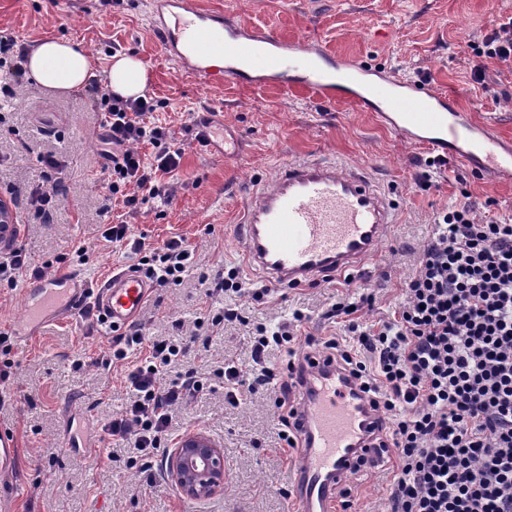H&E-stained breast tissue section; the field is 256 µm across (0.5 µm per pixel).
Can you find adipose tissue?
<instances>
[{
	"label": "adipose tissue",
	"mask_w": 512,
	"mask_h": 512,
	"mask_svg": "<svg viewBox=\"0 0 512 512\" xmlns=\"http://www.w3.org/2000/svg\"><path fill=\"white\" fill-rule=\"evenodd\" d=\"M27 74L47 91L71 94L83 91L95 78L91 54L79 43L47 37L38 41L27 55ZM148 83V69L137 56L117 53L105 70L109 93L123 98L142 96Z\"/></svg>",
	"instance_id": "1"
}]
</instances>
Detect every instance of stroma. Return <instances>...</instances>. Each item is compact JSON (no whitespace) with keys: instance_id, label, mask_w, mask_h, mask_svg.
I'll list each match as a JSON object with an SVG mask.
<instances>
[{"instance_id":"1","label":"stroma","mask_w":512,"mask_h":512,"mask_svg":"<svg viewBox=\"0 0 512 512\" xmlns=\"http://www.w3.org/2000/svg\"><path fill=\"white\" fill-rule=\"evenodd\" d=\"M201 9L224 11L249 28H270L288 39L318 47L331 57H351L369 68L406 80H428L455 106L512 139V68L481 61L471 43L512 18V0H197ZM25 45L52 36L87 48L97 72L114 52L128 51L148 66V95L160 101L153 122L169 127L184 155L179 170L162 176L164 194L140 209L108 196L99 139L102 112L80 92L56 95L28 80L14 98L0 99V197L13 193L19 242L32 263L82 246L89 261L82 271L97 280L132 266L118 244L102 237L103 223L128 224L134 236L156 244L186 238L195 265L182 284L154 287L136 318L147 336L185 343L189 360L209 370L226 359L248 362L249 324L291 317L302 310L308 331H334L321 313L341 298L333 283L273 289L266 302L232 295L222 303L237 308L247 324L211 332L194 322L207 304L198 285L235 265L246 280L240 240L232 232L250 191L289 162L324 155L363 166L384 187L399 221L370 262L365 282L376 297L364 318L390 319L404 301L402 285L412 275L442 209L468 202L477 219L512 218V184H493L455 163L429 168L434 156L424 144H408L353 103L322 102L302 91L274 86L207 85L183 71L158 43L147 0H0V29ZM487 68L486 84L475 83L476 65ZM210 112L226 133L237 136L239 153L225 158L195 135L198 116ZM54 154L64 170L65 197L51 223L31 220L25 196L42 179L39 155ZM214 225L213 234L203 232ZM108 335L90 331L76 316L49 322L22 344L0 347V369L10 381L0 390V431L14 435L18 459L0 472V512H291L290 466L296 452L280 449L272 391L246 395L238 407L224 402L213 383L174 410L172 430L201 432L224 450V490L208 499L184 495L171 480L168 451L144 473L138 452L103 432L121 413L128 396L121 366L98 360ZM388 472L369 470L351 488L354 512H386Z\"/></svg>"}]
</instances>
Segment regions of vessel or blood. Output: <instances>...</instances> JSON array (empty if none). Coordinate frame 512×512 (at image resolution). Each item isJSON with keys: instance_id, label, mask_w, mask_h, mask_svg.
<instances>
[{"instance_id": "obj_1", "label": "vessel or blood", "mask_w": 512, "mask_h": 512, "mask_svg": "<svg viewBox=\"0 0 512 512\" xmlns=\"http://www.w3.org/2000/svg\"><path fill=\"white\" fill-rule=\"evenodd\" d=\"M154 31L166 53L207 84L231 81L300 86L315 98L353 101L404 140L429 145L443 161L512 181V141L450 105L445 96L410 87L420 107L405 111L394 88L369 99L359 85L327 78L317 60L320 49L289 41L267 29L243 32L223 13L204 12L194 0H154ZM222 67L209 64L214 51ZM397 212L388 194L365 168L326 156L288 163L249 195L236 229L248 269L261 271L273 286L297 287L346 274L365 275L366 264L391 236ZM79 272L56 274L27 288L22 315L14 325L20 340L36 335L51 319L74 316L83 307ZM98 304L113 326L128 324L151 291L140 275L118 270L96 285ZM293 377L306 393L297 415L298 456L292 467L294 512H336L340 491L368 464L383 468L389 456L379 429L380 415L333 359L311 357Z\"/></svg>"}]
</instances>
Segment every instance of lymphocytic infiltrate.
Listing matches in <instances>:
<instances>
[{"label":"lymphocytic infiltrate","instance_id":"lymphocytic-infiltrate-1","mask_svg":"<svg viewBox=\"0 0 512 512\" xmlns=\"http://www.w3.org/2000/svg\"><path fill=\"white\" fill-rule=\"evenodd\" d=\"M104 113V170L108 188L135 211L160 197L159 176L177 171L183 149L172 131L146 123L159 102L97 99ZM149 143L153 155H142ZM43 180L29 191L34 220L50 222L65 195L62 164L42 158ZM104 238L137 255V271L158 286L181 284L193 252L180 237L145 245L125 224H109ZM51 262L31 265L23 247L9 242L0 253V286L46 277ZM206 298L230 294L263 301L269 288L244 280L238 267L199 280ZM405 301L394 317L369 324L362 314L375 297L359 288L351 299L331 304L325 319L338 334L316 337L308 315L258 324L249 339L251 362L225 361L214 375L224 400L238 405L245 394L278 388L274 401L279 438L293 448L294 387L285 370L270 365L271 349L290 362L312 355L336 358L368 394L386 422L395 450L390 512H512V221H481L471 207L450 206L437 217L415 274L404 283ZM184 343L143 335L137 324L113 336L105 364L128 362L126 410L105 426L116 441L132 442L144 456L169 447L172 409L206 388L207 378L184 366Z\"/></svg>","mask_w":512,"mask_h":512}]
</instances>
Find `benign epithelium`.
Segmentation results:
<instances>
[{
  "label": "benign epithelium",
  "instance_id": "1",
  "mask_svg": "<svg viewBox=\"0 0 512 512\" xmlns=\"http://www.w3.org/2000/svg\"><path fill=\"white\" fill-rule=\"evenodd\" d=\"M171 479L184 495L209 498L224 491V454L220 446L203 433L185 436L168 458Z\"/></svg>",
  "mask_w": 512,
  "mask_h": 512
}]
</instances>
